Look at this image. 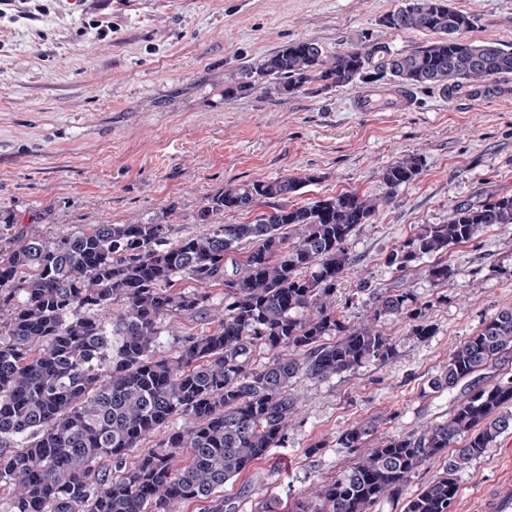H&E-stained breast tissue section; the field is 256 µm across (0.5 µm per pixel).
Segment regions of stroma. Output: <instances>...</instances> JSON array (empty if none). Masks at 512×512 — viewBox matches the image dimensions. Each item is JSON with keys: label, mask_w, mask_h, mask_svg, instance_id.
<instances>
[{"label": "stroma", "mask_w": 512, "mask_h": 512, "mask_svg": "<svg viewBox=\"0 0 512 512\" xmlns=\"http://www.w3.org/2000/svg\"><path fill=\"white\" fill-rule=\"evenodd\" d=\"M401 0H34L0 16V220L52 238L91 224H166L171 240L201 234L197 212L225 187L309 177L297 202L355 191L390 202L347 243L372 288L408 289L428 305L430 335L384 317L393 357L325 381L297 384L302 409L288 444L224 487L237 512L266 498L282 510L311 484L352 464L341 432L372 419L387 437L446 420L453 394L432 380L482 323L512 308V226L452 247L457 272L439 284L428 260L397 273L385 254L459 204L512 195V74L448 91L411 88L398 112H362L364 94L394 90L375 75L284 98L224 90L292 41L325 51L365 40L410 52L425 31L390 32L381 17ZM474 16L466 40L512 49V0H452ZM417 155V178L389 191L381 172ZM512 433L458 475L453 512L507 467Z\"/></svg>", "instance_id": "35a3bbf8"}]
</instances>
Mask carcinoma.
Listing matches in <instances>:
<instances>
[{
	"instance_id": "carcinoma-1",
	"label": "carcinoma",
	"mask_w": 512,
	"mask_h": 512,
	"mask_svg": "<svg viewBox=\"0 0 512 512\" xmlns=\"http://www.w3.org/2000/svg\"><path fill=\"white\" fill-rule=\"evenodd\" d=\"M390 32L426 31L430 45L408 53L374 41L336 54L311 40L289 42L225 88L228 100L263 82L281 96L349 86L371 69L401 88L459 90L512 73V49L462 39L474 18L450 0H405L383 16ZM420 158L381 173L396 189L416 179ZM313 181L280 177L229 186L197 214L207 232L177 242L167 224H94L48 240L0 224V512H177L211 502L296 423L301 379L328 380L394 354L379 319L408 317L429 335L427 305L405 288L371 291V315L347 322L336 288L355 260L346 242L390 197L342 192L305 204L289 199ZM277 199L245 224H213L226 211ZM512 225V196L460 204L446 224H422L385 256L404 272L434 258L430 278L456 272L438 257L484 227ZM212 288L223 298L211 303ZM203 314L216 327L181 337L155 356L164 323ZM271 351L261 366L253 356ZM512 353V309L495 313L458 348L437 390L464 383L448 419L418 434L381 438L365 420L337 439L354 464L294 498L289 512H372L400 500L416 470L448 455L444 472L406 500L403 512H451L457 473L512 432V375L480 374ZM175 418L185 426L154 448L143 440Z\"/></svg>"
}]
</instances>
